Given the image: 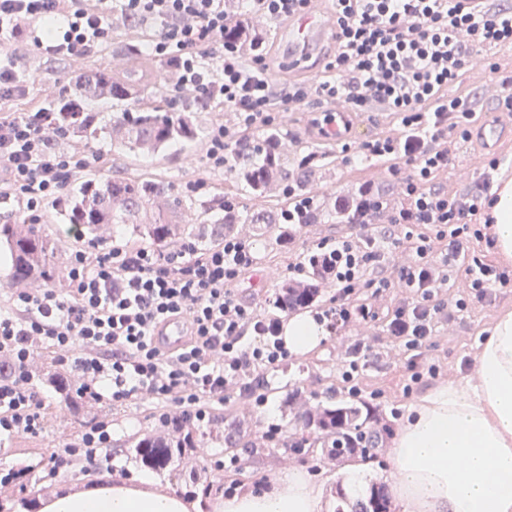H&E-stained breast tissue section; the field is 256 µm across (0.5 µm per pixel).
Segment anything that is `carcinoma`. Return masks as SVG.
I'll list each match as a JSON object with an SVG mask.
<instances>
[{"label":"carcinoma","mask_w":512,"mask_h":512,"mask_svg":"<svg viewBox=\"0 0 512 512\" xmlns=\"http://www.w3.org/2000/svg\"><path fill=\"white\" fill-rule=\"evenodd\" d=\"M137 88L135 75L121 78L110 71L82 72L73 79V93L52 103L60 127L79 133L89 147L109 140L110 145L137 154L158 155L175 143L194 141L201 133L195 112H172L161 104L141 102L112 115L101 123L97 113L87 112L83 103L93 100L127 101ZM278 133L266 135V145L257 150H234L226 156V167L234 172L246 188L261 195L274 182L291 183L296 191L303 190L309 170L304 165L288 167V161L277 149ZM56 215L68 228L85 235H95L102 228L124 224L131 235L157 245L176 243L185 227L179 211L180 201L173 197L168 183L144 179H100L91 173L53 203ZM209 226L201 229L217 239L230 232L240 221L266 224L263 214L242 215L224 209V202L215 199L204 206ZM11 262L9 285L30 288L47 285L62 274L61 244L50 238L39 224H24L18 220L0 224V252ZM325 280L318 265L308 266L307 280L301 285L283 284L275 293L272 308L297 311L318 302ZM44 379L60 405L77 412L85 407L70 378L57 371H47ZM288 407L294 412L299 432L290 447L296 453L316 448L331 461L346 462L358 454L367 453L381 441L380 418L377 410L361 401H310L299 391L288 395ZM201 440L192 437L172 438L164 432L145 433L131 441L129 452L142 466L156 471L169 470L182 460L185 449L200 447ZM335 512H396L384 484L371 486L360 499L349 501L336 491Z\"/></svg>","instance_id":"obj_1"}]
</instances>
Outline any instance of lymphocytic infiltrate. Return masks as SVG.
Wrapping results in <instances>:
<instances>
[{"instance_id":"1","label":"lymphocytic infiltrate","mask_w":512,"mask_h":512,"mask_svg":"<svg viewBox=\"0 0 512 512\" xmlns=\"http://www.w3.org/2000/svg\"><path fill=\"white\" fill-rule=\"evenodd\" d=\"M243 0H122L121 14L157 25L150 49L171 64L173 100L193 91L197 100L220 101L234 112L233 125H213L206 161L224 165L229 150L243 146L249 131L271 125L273 113L304 103L309 94L329 102L345 98L357 112L397 115L400 137L360 143L354 156L380 159L405 187V204L388 211L371 184L346 204L358 239L342 238L311 258L336 293L327 318L348 324L375 319L369 291L395 286L403 298L388 317V330L412 356V384L436 376L420 352L431 341L437 319L449 309L465 310L491 289L512 287V268L491 260L497 197L489 187L451 195L431 189L447 170L446 143L468 140L476 119L467 98L452 96L480 51L512 44V10L460 14L448 0H333L336 44L325 61L336 77L316 86L266 75L267 37L249 26ZM105 0H0V32L19 37L27 24L63 17L54 46L65 55L95 51L112 40ZM65 133L54 113H0V195L23 205V220L39 223L57 196L88 163L83 152L58 149ZM389 213L396 246L413 262L394 272L378 264V218ZM258 263L253 244L235 236L214 248L185 241L180 249L113 247L71 252L69 288L17 290L0 312V356L12 366L0 376V436L39 434L46 404L41 382L29 368L36 346L48 345L60 365L82 379L83 398L123 407L148 399L154 417L173 429L200 427L224 406L243 397L264 404L258 383L264 371L289 357L268 322L239 296L237 281ZM465 271L468 293L442 295L454 272ZM171 317L185 318L190 337L184 347L165 351L152 333ZM112 425L92 423L71 447L51 454L44 477L53 481L74 462L87 466L110 460Z\"/></svg>"}]
</instances>
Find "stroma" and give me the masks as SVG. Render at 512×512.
I'll list each match as a JSON object with an SVG mask.
<instances>
[{"mask_svg":"<svg viewBox=\"0 0 512 512\" xmlns=\"http://www.w3.org/2000/svg\"><path fill=\"white\" fill-rule=\"evenodd\" d=\"M108 8L113 26L112 42L88 55L58 58L47 54L45 46L35 45L30 37L12 41L9 50L28 74L30 83L24 97L0 104V110L32 112L49 106L56 99L70 96L71 80L77 73L94 68L109 69L123 61V54L116 51L117 45L146 43L153 32L152 26L135 29L126 26L117 0H110ZM489 56L498 64L499 73L486 74L470 67L464 71L457 87L459 94L474 99L475 109L479 112L497 108L502 98L499 76L512 73V49L496 48L490 50ZM316 105V100L312 99L304 103L301 110L277 113L272 123L279 133V148L284 157L297 160L310 152L319 157L308 184L318 205L315 222L303 225L296 242L290 246L279 242L276 227L272 224L241 223L234 228L235 236L254 243L260 257L257 269L238 285L241 296L262 316L273 314L283 323L287 322L288 313H273L271 307L280 281L316 244H332L339 237H353L358 232L354 225L336 223L332 214L335 199L352 195L365 183L378 189L389 208L400 207L404 198L401 183L389 175L383 163L374 160L346 163L340 146L311 138L308 125ZM206 148L207 140L202 137L175 146L165 154L147 157L113 150L105 144L101 147L103 155L95 171L103 178L135 179L152 175L171 184L182 200L185 237L189 240L195 239L198 225L205 223L203 205L213 196L223 195L232 200L238 210L250 213L276 212L287 207L288 198L282 185L272 186L267 197L257 198L228 171L206 167ZM448 150L452 162L447 173L438 176L436 185L449 193L467 192L481 185L489 174L499 182L512 178V173L502 167L489 171L487 156L474 144L462 147L452 141ZM197 181L203 182V189L189 191V184ZM402 295L399 288L373 295L370 302L378 317L372 321L335 326L330 320H323L326 337L317 348L302 356L289 357L288 361L265 371V406L242 403L224 411V435L220 438L210 435L208 427H201L205 446L199 459L180 466L172 475H157L158 484L181 495L191 490L201 497L232 483L241 490L260 486L279 471L299 467L322 484L327 498H334L336 475L341 472V465L323 460L315 452L295 453L288 446L293 429L288 394L298 389L304 395L321 399L331 394L346 399L353 395L349 392L353 385L358 388L353 396L377 407L381 424L386 429L383 445L371 450L365 466L370 470L373 482L391 484L394 479L388 462L391 441L413 396L423 394L435 382L474 374V357L489 326L502 310L512 309V288H501L485 302L440 318L431 345L423 351L424 360L436 365L439 373L434 378L424 377L408 396L404 388L409 384V356L388 336L384 320L387 311L394 308ZM358 343L363 345L364 355L359 358L354 382L349 385L343 382L341 375ZM42 395L48 405L45 430L37 435L0 438V467L15 466L27 470L22 482L8 495L11 512H38V496L51 492L50 487L40 480L42 464L52 452L76 441L95 419L104 416L112 421L110 474L113 478L123 479L142 473V466L128 455L126 443L133 435L155 427L148 404L121 408L105 401L91 414L76 416L61 410L50 390H43ZM272 428L278 431L275 440L265 441V433ZM233 454L240 459L238 469L223 468L224 458Z\"/></svg>","mask_w":512,"mask_h":512,"instance_id":"stroma-1","label":"stroma"}]
</instances>
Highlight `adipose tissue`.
I'll list each match as a JSON object with an SVG mask.
<instances>
[{
    "label": "adipose tissue",
    "instance_id": "adipose-tissue-1",
    "mask_svg": "<svg viewBox=\"0 0 512 512\" xmlns=\"http://www.w3.org/2000/svg\"><path fill=\"white\" fill-rule=\"evenodd\" d=\"M325 333L310 314L290 318V354L316 348ZM476 377L429 388L409 406L390 452V491L400 512H512V310L489 329ZM38 512H329L321 486L300 469L268 487L190 502L147 473L129 480L103 472L40 499Z\"/></svg>",
    "mask_w": 512,
    "mask_h": 512
}]
</instances>
